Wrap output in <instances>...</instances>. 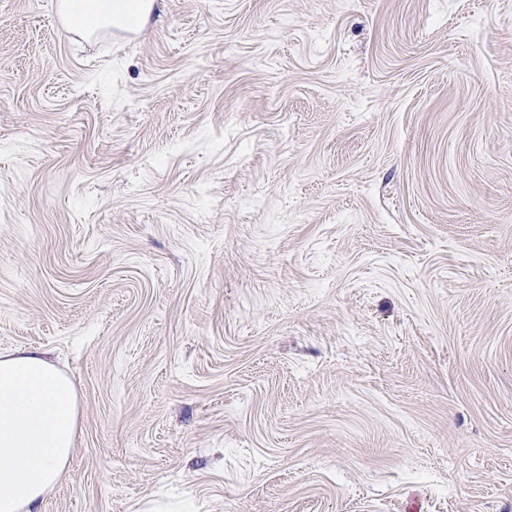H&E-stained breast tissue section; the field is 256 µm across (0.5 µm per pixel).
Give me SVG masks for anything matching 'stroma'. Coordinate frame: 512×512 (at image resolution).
Listing matches in <instances>:
<instances>
[{"instance_id": "obj_1", "label": "stroma", "mask_w": 512, "mask_h": 512, "mask_svg": "<svg viewBox=\"0 0 512 512\" xmlns=\"http://www.w3.org/2000/svg\"><path fill=\"white\" fill-rule=\"evenodd\" d=\"M37 512H512V0H0V354ZM154 0H72L70 18L80 27L112 24V18L141 26L149 18ZM77 431L68 376L38 350L0 357L1 512H37L67 471Z\"/></svg>"}]
</instances>
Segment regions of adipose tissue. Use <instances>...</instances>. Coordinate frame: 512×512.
<instances>
[{
    "label": "adipose tissue",
    "instance_id": "ef3b65f1",
    "mask_svg": "<svg viewBox=\"0 0 512 512\" xmlns=\"http://www.w3.org/2000/svg\"><path fill=\"white\" fill-rule=\"evenodd\" d=\"M154 0H72L70 18L94 28L146 22ZM78 431L71 379L40 351L0 357V512H33L65 474Z\"/></svg>",
    "mask_w": 512,
    "mask_h": 512
}]
</instances>
